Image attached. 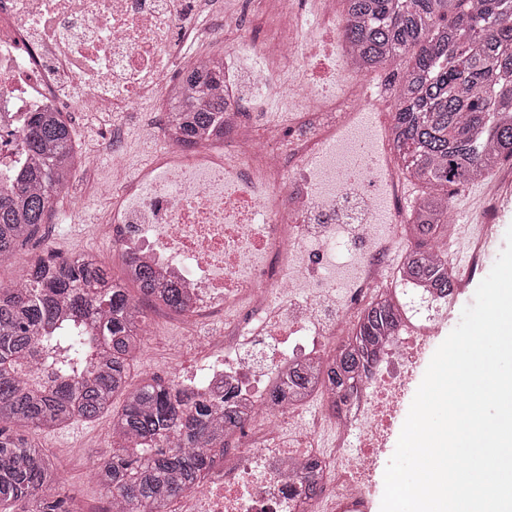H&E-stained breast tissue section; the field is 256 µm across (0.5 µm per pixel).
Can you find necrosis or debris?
Here are the masks:
<instances>
[{"mask_svg":"<svg viewBox=\"0 0 512 512\" xmlns=\"http://www.w3.org/2000/svg\"><path fill=\"white\" fill-rule=\"evenodd\" d=\"M262 3L256 22L266 35L250 44L259 65L224 54L215 89L223 152L204 138L189 147L170 140L132 178L117 148L86 154L83 168L104 159L112 167V181L95 188L111 201L102 233L184 294L178 346L199 358L189 373L171 364L170 377L218 405L232 394L243 413L176 512H380L387 453L457 297L403 273L395 245L411 234L398 206L392 108L340 50L336 0ZM309 23L324 28L325 45L308 38ZM246 29L242 5L228 11L224 0H0V187L27 168L22 133L38 112H137L147 95L161 122L138 133L155 142L177 119L168 99L179 74L213 64L198 42ZM273 93L292 103L285 118L271 114ZM505 189L500 177L485 181L486 222L466 263L452 250L456 222L434 245L460 290L490 263ZM345 284L346 302L334 303ZM386 288L400 301L398 324L336 401L328 364ZM229 311L236 317L223 335H208ZM311 364L321 375L311 394L271 400L287 370ZM308 465L311 496L301 490Z\"/></svg>","mask_w":512,"mask_h":512,"instance_id":"obj_1","label":"necrosis or debris"}]
</instances>
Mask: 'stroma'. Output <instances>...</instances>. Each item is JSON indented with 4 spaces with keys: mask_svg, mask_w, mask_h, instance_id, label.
Returning <instances> with one entry per match:
<instances>
[{
    "mask_svg": "<svg viewBox=\"0 0 512 512\" xmlns=\"http://www.w3.org/2000/svg\"><path fill=\"white\" fill-rule=\"evenodd\" d=\"M143 118V113L129 112L120 115L103 113L90 120L83 113L76 112L70 121L84 151L98 150L105 141L114 138L122 142L124 152L130 158L128 173L133 176L153 155L152 149L141 148L136 139L137 126ZM87 182V177H79L73 194L56 199L37 239L18 246L13 255L0 265V279L12 278L15 272L27 268L47 249L62 256L93 254L113 275H121L123 261L112 243L101 235L95 222V216L103 209L105 201L87 195ZM481 188V182L475 181L450 193L451 212L469 219L455 247L456 252L465 255L469 254L478 233ZM110 422V416L106 415L90 423L77 422L62 429L35 434L56 460L66 481L71 494V512H107V493L92 474V459L110 447L109 442L101 438L102 428Z\"/></svg>",
    "mask_w": 512,
    "mask_h": 512,
    "instance_id": "obj_1",
    "label": "stroma"
}]
</instances>
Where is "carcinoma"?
I'll list each match as a JSON object with an SVG mask.
<instances>
[{"instance_id":"carcinoma-1","label":"carcinoma","mask_w":512,"mask_h":512,"mask_svg":"<svg viewBox=\"0 0 512 512\" xmlns=\"http://www.w3.org/2000/svg\"><path fill=\"white\" fill-rule=\"evenodd\" d=\"M343 2L342 35L359 68L410 55L393 137L404 174L427 192L409 217L406 274L449 294L448 267L430 253L448 224V189L486 180L512 161V0ZM223 80L219 66L184 76L177 141L190 146L205 133L214 144L224 141V97L210 95ZM23 143L38 163L0 190V261L36 236L77 164L73 129L60 112L37 113ZM147 305L184 310L174 283L131 259L115 279L91 254L48 251L25 277L0 284V512H67L66 485L35 429L112 414L116 439L93 471L117 512H172L224 448V426L240 422L237 410L218 412L173 380L130 382L135 353L147 342ZM397 313L398 303L385 297L363 315L328 371L336 392L353 388ZM316 379L315 369H296L274 399L299 398ZM117 396L123 405L114 411Z\"/></svg>"}]
</instances>
